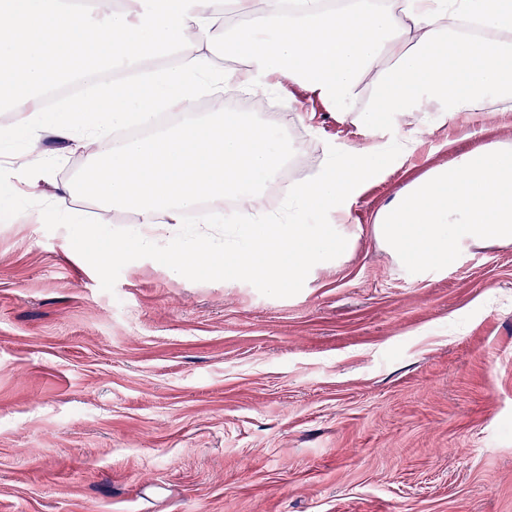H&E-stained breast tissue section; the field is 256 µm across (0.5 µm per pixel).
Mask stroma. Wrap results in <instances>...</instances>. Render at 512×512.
<instances>
[{
  "mask_svg": "<svg viewBox=\"0 0 512 512\" xmlns=\"http://www.w3.org/2000/svg\"><path fill=\"white\" fill-rule=\"evenodd\" d=\"M285 117L319 156L363 128L312 86L281 81ZM387 150L346 218L353 244L296 285L267 288L162 259L231 224H167L51 186L0 223V512H512V244L408 273L375 217L427 170L512 150V110ZM85 154L50 130L0 138V166ZM112 245L89 263L88 223Z\"/></svg>",
  "mask_w": 512,
  "mask_h": 512,
  "instance_id": "35a3bbf8",
  "label": "stroma"
}]
</instances>
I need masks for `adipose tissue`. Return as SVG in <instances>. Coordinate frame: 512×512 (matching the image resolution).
Returning <instances> with one entry per match:
<instances>
[{"instance_id":"ef3b65f1","label":"adipose tissue","mask_w":512,"mask_h":512,"mask_svg":"<svg viewBox=\"0 0 512 512\" xmlns=\"http://www.w3.org/2000/svg\"><path fill=\"white\" fill-rule=\"evenodd\" d=\"M304 2L287 10L284 0H134L133 8L95 22L74 0H0V123L40 130L42 110H20L15 101L41 98L73 75L93 82L105 69L141 68L150 49L174 52L176 66L66 104L69 118L55 123L53 134L75 144L90 164L79 179L54 182L59 205L89 179L105 208L135 209L142 223L178 224L193 210L197 223L209 224L214 214L199 209L201 198L232 196L244 247L202 256L186 245L171 272L183 274L201 261L270 288L299 283L327 253L348 249V203L387 148L408 154L420 141L417 132L378 141L395 115L427 112L436 125L452 126L512 110V0H403L399 10L380 9L376 0L332 9ZM229 13L246 17V25L225 32ZM217 42L246 67L212 65L207 51ZM265 77L306 80L337 104L372 87L368 110L354 117L371 142L336 148L315 175L289 185L288 217L274 224L259 185L276 177L288 145L222 107L227 84L253 91ZM204 97L216 107L195 117ZM133 122L148 134L112 142L107 126ZM313 212L324 223H307Z\"/></svg>"}]
</instances>
